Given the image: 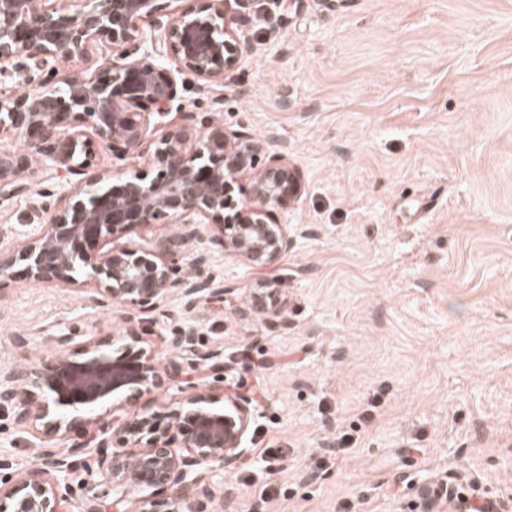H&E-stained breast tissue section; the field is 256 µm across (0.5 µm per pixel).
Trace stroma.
<instances>
[{
    "label": "stroma",
    "mask_w": 512,
    "mask_h": 512,
    "mask_svg": "<svg viewBox=\"0 0 512 512\" xmlns=\"http://www.w3.org/2000/svg\"><path fill=\"white\" fill-rule=\"evenodd\" d=\"M278 29L253 20L256 53L211 91L183 75L168 115L275 138L306 179L288 255L252 268L206 244V275L232 292L195 347L223 352L258 409L248 462L223 476L235 512H419L416 485L454 472L471 505L512 512V0H286ZM265 280L288 330L239 313ZM91 292L1 283L0 369L52 355L59 323L112 338ZM163 309L141 346L208 385L159 341L182 300ZM44 451L0 409V484Z\"/></svg>",
    "instance_id": "35a3bbf8"
}]
</instances>
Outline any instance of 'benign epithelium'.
<instances>
[{"mask_svg": "<svg viewBox=\"0 0 512 512\" xmlns=\"http://www.w3.org/2000/svg\"><path fill=\"white\" fill-rule=\"evenodd\" d=\"M283 0H0V136L20 133L26 152H0V206L30 190L32 159L44 161L62 182L50 204H33L22 223L38 224L14 254L0 257V282L91 283L93 300L115 308L124 324V351L114 356L67 326L47 340L58 351L29 370L0 374V405L11 406L20 425L46 442L82 428L87 439L65 453L48 451L19 480L0 488V512H58L69 490L73 457L102 448L80 512H203L211 478L247 460L245 437L252 400L210 384L186 393L182 366L159 365L137 346L144 323L160 302L178 293L187 312L223 302L231 288H215L201 270L183 273L173 257L193 253L200 228L219 231L224 253L251 267L266 266L294 249L304 232L284 220L305 193L302 170L285 150H273L249 132L222 123L202 130L165 122L180 78L192 74L202 87L220 86L254 50L245 26L269 23ZM80 58L91 77L70 71L48 86L64 61ZM161 133H156V130ZM123 160L148 156L152 175L114 176L96 160L100 150ZM249 179V198L241 178ZM177 224L147 245L131 242L139 227ZM288 298L272 283L252 293L243 313L288 328ZM196 328L187 324L171 342L193 348ZM83 345L84 356L66 349ZM161 390L178 401L166 430L147 408H132ZM131 406L109 419L98 411ZM462 477L425 482L416 495L422 512L453 502Z\"/></svg>", "mask_w": 512, "mask_h": 512, "instance_id": "benign-epithelium-1", "label": "benign epithelium"}]
</instances>
